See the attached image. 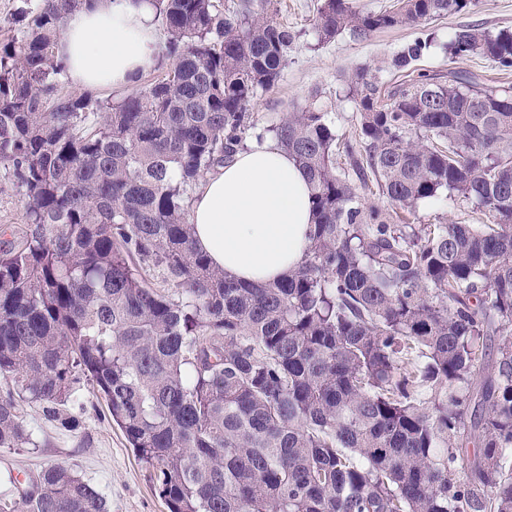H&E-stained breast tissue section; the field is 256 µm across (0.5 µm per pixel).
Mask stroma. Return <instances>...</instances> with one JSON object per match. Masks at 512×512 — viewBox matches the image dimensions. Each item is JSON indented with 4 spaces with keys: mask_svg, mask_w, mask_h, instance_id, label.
<instances>
[{
    "mask_svg": "<svg viewBox=\"0 0 512 512\" xmlns=\"http://www.w3.org/2000/svg\"><path fill=\"white\" fill-rule=\"evenodd\" d=\"M321 3L272 0L270 11L276 21L300 31L301 36L289 50L275 86L259 92L250 106L258 128H270L283 113L316 104L328 112L338 134L354 135L358 106L347 94L349 78L366 68L380 81L394 82L397 74L390 67L392 58L424 33L432 35L434 47L420 61V69L432 72L452 67L481 75L491 90L512 86V71H501L482 54L474 52L453 61L446 52L448 42L464 26L477 25L492 32L512 30V0H474L469 9L419 28L385 29L365 38L354 37L346 30L325 43L317 41L314 31ZM408 221L482 224L486 218L473 203L443 193L418 202ZM71 410L80 420L75 430L47 421L38 405L22 404L21 412L35 445L11 453L0 451V476L13 474L24 480L51 463L64 462L101 491L111 512H168L155 488L152 471L137 459L123 432L113 423L105 401L93 393L91 386L82 387Z\"/></svg>",
    "mask_w": 512,
    "mask_h": 512,
    "instance_id": "obj_1",
    "label": "stroma"
}]
</instances>
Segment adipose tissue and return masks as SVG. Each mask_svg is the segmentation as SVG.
Here are the masks:
<instances>
[{
	"mask_svg": "<svg viewBox=\"0 0 512 512\" xmlns=\"http://www.w3.org/2000/svg\"><path fill=\"white\" fill-rule=\"evenodd\" d=\"M57 56L75 83L133 86L157 61L149 0H98L67 18ZM194 243L235 279L262 285L301 261L313 224L306 173L271 136L239 149L199 182L189 210Z\"/></svg>",
	"mask_w": 512,
	"mask_h": 512,
	"instance_id": "1",
	"label": "adipose tissue"
}]
</instances>
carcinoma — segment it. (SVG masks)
Here are the masks:
<instances>
[{"label":"carcinoma","mask_w":512,"mask_h":512,"mask_svg":"<svg viewBox=\"0 0 512 512\" xmlns=\"http://www.w3.org/2000/svg\"><path fill=\"white\" fill-rule=\"evenodd\" d=\"M91 2L24 0L31 24L0 44V166L26 221L0 245V448L34 444L23 401L76 427L89 384L168 512H512V86L418 70L417 37L399 80L350 78L356 139L316 105L284 113L270 132L309 177L314 230L288 277L245 284L195 248L188 190L261 136L249 106L299 32L270 0H151L172 65L114 102L62 90L65 19ZM471 2L323 0L315 29L366 37ZM447 50L512 68L508 30ZM369 172L403 211L445 189L491 223L396 224L363 206ZM0 512L110 508L52 463L0 478Z\"/></svg>","instance_id":"cac0c4a2"}]
</instances>
